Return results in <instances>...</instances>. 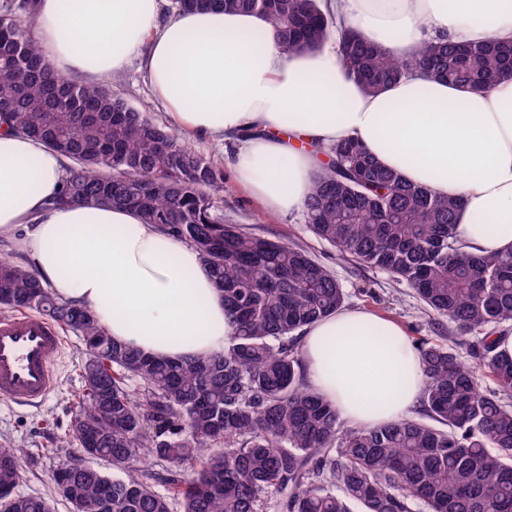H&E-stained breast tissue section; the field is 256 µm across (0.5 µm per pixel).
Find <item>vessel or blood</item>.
Listing matches in <instances>:
<instances>
[{"label":"vessel or blood","instance_id":"obj_1","mask_svg":"<svg viewBox=\"0 0 512 512\" xmlns=\"http://www.w3.org/2000/svg\"><path fill=\"white\" fill-rule=\"evenodd\" d=\"M59 326L19 312L0 316V401L37 406L56 385L64 348Z\"/></svg>","mask_w":512,"mask_h":512}]
</instances>
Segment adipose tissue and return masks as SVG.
<instances>
[{
	"label": "adipose tissue",
	"instance_id": "adipose-tissue-1",
	"mask_svg": "<svg viewBox=\"0 0 512 512\" xmlns=\"http://www.w3.org/2000/svg\"><path fill=\"white\" fill-rule=\"evenodd\" d=\"M163 0H36L33 36L56 72L92 83L137 58L172 128L233 146L228 165L265 212L302 210L321 148L350 139L407 182L460 199L468 252L512 251V80L474 91L419 73L377 94L345 74L336 49L283 53L253 13L163 15ZM346 26L395 54L445 36L512 41V0H328ZM64 157L0 115V238L62 301L115 340L158 358L208 355L234 334L197 251L133 210L46 208ZM310 387L346 423L406 417L423 387L419 353L389 320L338 310L306 328Z\"/></svg>",
	"mask_w": 512,
	"mask_h": 512
}]
</instances>
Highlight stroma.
<instances>
[{"mask_svg":"<svg viewBox=\"0 0 512 512\" xmlns=\"http://www.w3.org/2000/svg\"><path fill=\"white\" fill-rule=\"evenodd\" d=\"M116 90L155 122L167 125L166 114L155 102L138 62L127 66ZM220 205L225 221L239 225L242 231L278 238L306 249L336 276L345 291V307L372 310L399 324L412 344L424 341L442 343L454 349L462 361L472 363L468 346L459 344L447 322L430 313L407 284L395 282L385 271L343 259L336 247L310 231L303 212L279 219L260 217L257 206L251 203L230 175L224 180V196ZM85 356L82 338L67 334L57 363L58 385L50 397L37 407L0 403V444L35 451L34 456L22 462L19 492L53 498L55 512H70V505L64 498L56 496L50 483L53 471L62 461L84 458L77 445L61 447L57 441L71 433L74 426L77 396L84 386L78 367Z\"/></svg>","mask_w":512,"mask_h":512,"instance_id":"35a3bbf8","label":"stroma"}]
</instances>
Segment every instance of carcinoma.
I'll return each mask as SVG.
<instances>
[{"mask_svg":"<svg viewBox=\"0 0 512 512\" xmlns=\"http://www.w3.org/2000/svg\"><path fill=\"white\" fill-rule=\"evenodd\" d=\"M34 0L0 5V113L12 129L67 159L50 205L120 204L199 253L235 325L227 350L157 359L112 338L87 309L56 299L21 259L0 257V311H34L80 336L87 356L79 414L65 443L94 448L126 477L87 464L51 481L72 512H258L284 494L281 512H512V357L497 351L512 323V252L464 251L461 201L407 183L353 140L328 149L305 202L307 224L340 254L406 282L466 341L474 367L436 343L418 347L421 404L413 418L348 427L311 390L295 340L343 307V288L303 248L224 223V170L110 88L67 79L44 58L29 23ZM221 7L262 16L286 54L312 52L339 34V60L376 94L418 72L472 89L512 80V43L428 42L404 58L365 41L321 0H173L176 12ZM495 388L482 389L479 371ZM138 379L144 392L133 394ZM27 448L0 446V512H54L16 492ZM168 464L164 483L140 468ZM340 488L337 494L330 487Z\"/></svg>","mask_w":512,"mask_h":512,"instance_id":"1","label":"carcinoma"}]
</instances>
